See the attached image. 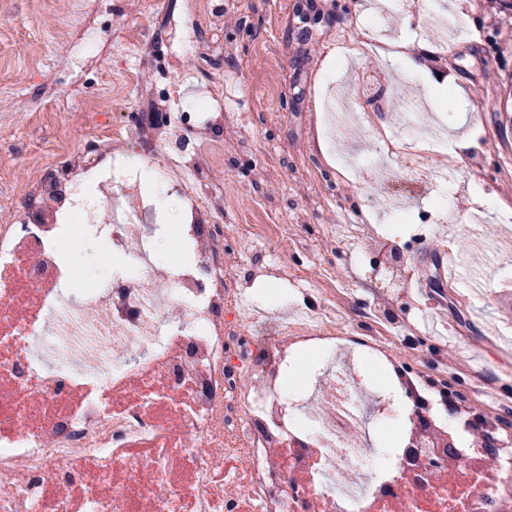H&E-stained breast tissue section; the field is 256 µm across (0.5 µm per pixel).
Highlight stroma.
Instances as JSON below:
<instances>
[{"label": "stroma", "mask_w": 512, "mask_h": 512, "mask_svg": "<svg viewBox=\"0 0 512 512\" xmlns=\"http://www.w3.org/2000/svg\"><path fill=\"white\" fill-rule=\"evenodd\" d=\"M71 0H0V63L13 79L0 90V172L22 185L33 165L60 170L80 148L69 139L99 102L104 71L138 69L141 84L117 110L136 133L130 155L148 165L155 129L142 117L152 111H210L209 97L225 89L221 125L170 136L167 148L186 154L209 150L215 139L228 149L212 178L224 191V278L238 289L237 316L261 309L246 338L253 351L271 340L279 310L296 311L336 291V311L347 328L387 339L384 364L416 376L430 416L459 426L491 417L512 436V336L500 333L497 289L512 279V213L486 210L491 197L512 200V5L507 0H388V38L400 34L398 18L413 15L415 44L433 48L431 65L452 72L454 90L427 97L397 61L366 45L363 20L372 0H209V17L193 16L189 0H100L91 35H77L66 17ZM154 20L143 31L126 28L144 7ZM465 9L471 24L456 27L445 43L432 34L431 18ZM218 43L219 54L202 46ZM359 47L345 58L354 69L393 74L402 104L419 106L418 119L437 114L472 133L465 165L449 166L447 152L428 160L435 181L410 198L402 215L385 217L374 193L404 180L406 162L390 144L401 133L395 106L369 105L372 133L337 141V159H326L319 139L323 116L313 90L329 52ZM79 84L80 97L62 106L47 98ZM360 168L342 172V157ZM448 180H441V173ZM483 214L480 224L465 215ZM238 224H273L298 240L281 256L275 237L235 232ZM363 228L403 252L405 277L394 283L372 273L373 256L348 250L343 237ZM276 283L280 303L267 301ZM389 295L391 324L371 317L374 299ZM497 393L494 401L484 392Z\"/></svg>", "instance_id": "stroma-1"}]
</instances>
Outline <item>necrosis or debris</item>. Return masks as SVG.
I'll return each instance as SVG.
<instances>
[{"instance_id": "obj_1", "label": "necrosis or debris", "mask_w": 512, "mask_h": 512, "mask_svg": "<svg viewBox=\"0 0 512 512\" xmlns=\"http://www.w3.org/2000/svg\"><path fill=\"white\" fill-rule=\"evenodd\" d=\"M97 116L68 201L39 173L27 194L40 221L0 224V512H512L511 441L496 483L462 498L448 477L485 469L477 434L451 449L447 423L408 420L375 461L367 427L393 397L366 386L357 346L332 342L325 303L280 328L262 360L241 354L250 382L239 384L226 367L238 326L224 313L240 294L224 285V245L207 222L224 213L208 179L219 158L162 152L186 259L158 263L151 204H125L141 181L121 150L132 132L108 103ZM402 132L410 177L385 188V205L417 189L447 145L412 112ZM74 239L108 246L135 276L73 287ZM313 329L323 363L292 398L288 351Z\"/></svg>"}]
</instances>
